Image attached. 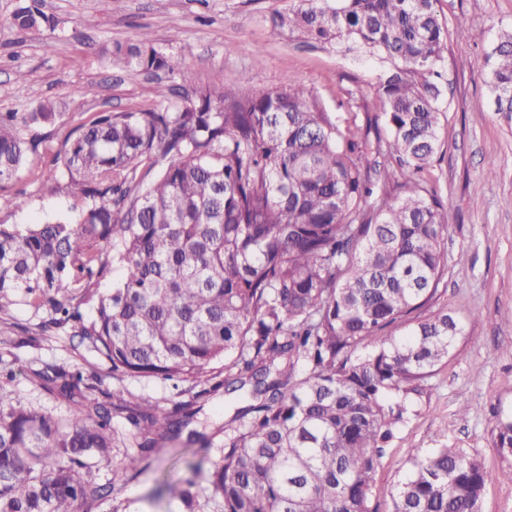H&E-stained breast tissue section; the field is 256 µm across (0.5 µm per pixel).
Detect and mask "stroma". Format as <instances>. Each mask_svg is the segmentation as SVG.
<instances>
[{
  "label": "stroma",
  "mask_w": 512,
  "mask_h": 512,
  "mask_svg": "<svg viewBox=\"0 0 512 512\" xmlns=\"http://www.w3.org/2000/svg\"><path fill=\"white\" fill-rule=\"evenodd\" d=\"M19 0H0V113L27 112L50 98L64 110L53 127V145L94 112H144L156 108L155 76L111 66L99 50L149 32L156 46L178 54L182 69L170 80L174 93L221 87L249 77L252 86L310 88L340 128L366 126L374 109L381 64L341 53L275 28V12L293 0H44V10L62 22L61 34L22 31L8 19ZM448 24L444 52L441 147L423 176L427 187L453 203L448 216V264L428 312L466 315L465 333L453 355L411 394L414 411L399 427L377 469L372 505L389 512L394 486L417 449L456 448L478 453L488 469L504 464L494 445L497 413L512 412V114L495 109L486 58L500 32L512 29V0H438ZM95 85V98L79 96ZM495 174L486 171L487 160ZM49 156H34L20 180L0 193V223L28 224L70 212V199L46 177ZM22 196L24 209L11 198ZM47 309L12 305L14 388L24 404L68 415L71 403L33 380L46 367L95 371L102 391L112 377L95 353L73 349L67 332L44 338L24 326L47 317ZM473 407L470 415L461 404ZM202 443L179 439L152 467L128 483L131 512H180L179 500L163 491L186 474V464L204 457Z\"/></svg>",
  "instance_id": "stroma-1"
}]
</instances>
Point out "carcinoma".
<instances>
[{
    "mask_svg": "<svg viewBox=\"0 0 512 512\" xmlns=\"http://www.w3.org/2000/svg\"><path fill=\"white\" fill-rule=\"evenodd\" d=\"M296 2L272 23L389 63L375 101L384 129H339L300 84L249 88L244 77L179 101L161 85L159 110H101L52 152L71 216L0 224V315L17 298L49 306L26 331L75 330L108 365L115 399H99L97 373L56 367L34 376L76 408L26 407L0 355V512H102L108 501L128 512L117 458L150 467L220 392L247 405L220 429L216 459L170 487L181 512H376L374 475L408 394L464 335L454 312L409 319L448 264L452 203L421 180L440 148L448 27L437 0ZM11 22L58 25L43 0H19ZM101 53L124 68H182L147 33ZM487 64L497 111L511 113L512 31ZM62 117L49 98L0 114V190L50 141L36 129ZM372 132L401 176L379 196ZM114 266L121 276L103 292ZM128 378L183 400L162 406ZM494 434L512 477V414ZM498 478L475 454L434 448L413 457L391 512H482ZM125 385L129 390L136 394H142L152 401L165 403L166 400L172 398L173 391L167 384L159 381H145L139 379H127Z\"/></svg>",
    "mask_w": 512,
    "mask_h": 512,
    "instance_id": "carcinoma-1",
    "label": "carcinoma"
}]
</instances>
